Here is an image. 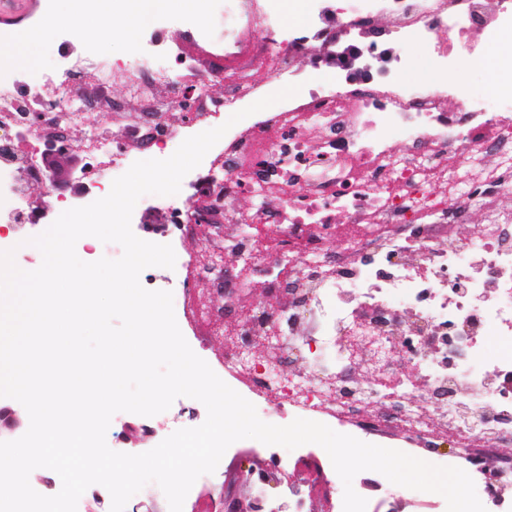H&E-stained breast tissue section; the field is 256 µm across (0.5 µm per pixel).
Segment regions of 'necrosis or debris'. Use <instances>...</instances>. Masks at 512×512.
I'll return each mask as SVG.
<instances>
[{
    "label": "necrosis or debris",
    "instance_id": "1",
    "mask_svg": "<svg viewBox=\"0 0 512 512\" xmlns=\"http://www.w3.org/2000/svg\"><path fill=\"white\" fill-rule=\"evenodd\" d=\"M334 7L340 29L323 31L322 44L335 48L340 32L363 34L381 21L387 43L426 52L436 78L329 76L321 95L299 93L227 132L174 200L143 199L131 223L164 215L175 244L192 234L187 211L209 226L188 272L209 280L224 304L203 311L187 293L182 311L192 325L234 323L220 367L231 388L313 421L397 427L418 444L448 440L466 472L500 473L484 496L496 512H512V457L500 452L512 445V54L485 73L500 92L472 89L477 46L512 28V0H320L311 27ZM452 17L461 26L449 27ZM183 27L184 39L156 22L119 57L92 41L72 47L62 27L38 75L0 67L1 224H50L62 208L56 190L26 201L44 175L29 140L86 156L76 176L81 207L106 196L138 152L208 130L215 114L242 110L299 71L317 79L273 0H211ZM91 112L122 119V135L88 125ZM397 136L406 150L392 149ZM245 196L257 205L243 214ZM476 210L475 236L438 242L437 226L469 223ZM254 282L267 299L235 322L241 291ZM490 336L507 349L493 360L484 355ZM259 337L267 354L257 363L248 351ZM408 345L410 378L394 359ZM361 365L373 374L365 386L353 374ZM414 385L439 406L430 419L408 404ZM474 443L484 451L472 462Z\"/></svg>",
    "mask_w": 512,
    "mask_h": 512
}]
</instances>
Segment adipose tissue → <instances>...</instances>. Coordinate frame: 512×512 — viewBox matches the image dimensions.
Here are the masks:
<instances>
[{
	"instance_id": "obj_1",
	"label": "adipose tissue",
	"mask_w": 512,
	"mask_h": 512,
	"mask_svg": "<svg viewBox=\"0 0 512 512\" xmlns=\"http://www.w3.org/2000/svg\"><path fill=\"white\" fill-rule=\"evenodd\" d=\"M121 4L128 19V25L121 35L133 39L138 26L154 13L176 5L187 11H197L200 0H58L57 8L37 28L26 33L21 43H37L54 33L59 25H71L76 37H83L87 26H96L100 43L113 40L112 10L114 4Z\"/></svg>"
}]
</instances>
